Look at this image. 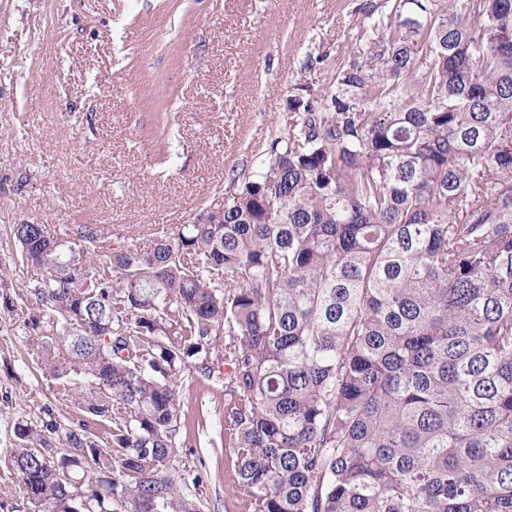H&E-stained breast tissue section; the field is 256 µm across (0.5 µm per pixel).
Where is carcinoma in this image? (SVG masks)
Listing matches in <instances>:
<instances>
[{"instance_id":"carcinoma-1","label":"carcinoma","mask_w":512,"mask_h":512,"mask_svg":"<svg viewBox=\"0 0 512 512\" xmlns=\"http://www.w3.org/2000/svg\"><path fill=\"white\" fill-rule=\"evenodd\" d=\"M357 11L205 222L104 261L101 225H12L33 338L109 435L18 429L33 512H200L175 387L214 353L242 512H512V0Z\"/></svg>"}]
</instances>
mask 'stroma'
<instances>
[{"mask_svg": "<svg viewBox=\"0 0 512 512\" xmlns=\"http://www.w3.org/2000/svg\"><path fill=\"white\" fill-rule=\"evenodd\" d=\"M361 0H0V512H33L6 466L17 429L104 427L75 380L39 366L31 271L10 228L107 225L104 253L200 219L292 121L288 97L354 50ZM326 54L313 69L307 55ZM176 465L203 512H240L224 440V378L187 369Z\"/></svg>", "mask_w": 512, "mask_h": 512, "instance_id": "obj_1", "label": "stroma"}]
</instances>
